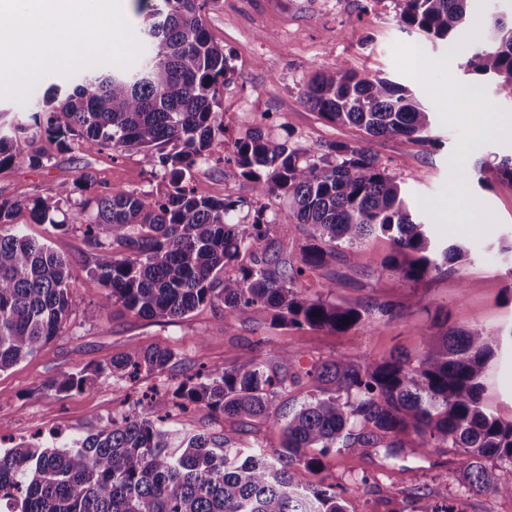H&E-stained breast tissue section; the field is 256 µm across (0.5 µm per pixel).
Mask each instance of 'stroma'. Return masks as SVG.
Returning a JSON list of instances; mask_svg holds the SVG:
<instances>
[{"instance_id":"stroma-1","label":"stroma","mask_w":512,"mask_h":512,"mask_svg":"<svg viewBox=\"0 0 512 512\" xmlns=\"http://www.w3.org/2000/svg\"><path fill=\"white\" fill-rule=\"evenodd\" d=\"M401 0H208L203 21L210 35L232 57L234 74L221 89L222 120L227 132L214 143L209 160L198 163L192 178L217 199L245 200L238 219L251 223L255 209L266 208L287 219L288 206L275 197L256 196L250 183L224 161L235 137L263 119L277 139L291 138L303 149L334 142L366 148L405 188L412 212L427 225L434 243H457L467 256L446 271L420 281H403L384 270L393 243L375 234L342 249L322 269L306 278L301 294L323 295L365 310V322L345 333L327 328L273 323L265 308L247 319L201 307L189 316L159 324L110 307L95 321L86 310L102 301L105 289L88 272L89 249L81 232L60 228L74 203L62 202L55 223H34L28 213L14 222L23 233L67 257L76 285L70 331L46 344L35 356L0 371V438L20 440L47 432L55 447L73 446L129 408L119 385L106 381L68 393L44 391L46 380L64 372L105 365L132 348L155 344L175 354L167 376L178 382L184 368L208 371L231 368L252 358L265 359L280 349L291 357L286 371L300 372L337 355L361 362L401 353L420 358L422 331L447 317L450 326L478 327L499 337V347L483 376L485 411L512 420V184L492 170L512 156V139L475 137L474 128L492 118L512 119V101L498 98L490 83L464 72L477 41L487 39L493 17L512 16V0H477L469 24L453 42H432L399 21ZM428 62L426 76L413 73L415 59ZM346 65L359 73L389 78L408 86L430 112L429 141L402 136L370 137L352 124L326 121L304 100L302 87L314 69ZM474 87L478 99L457 104L442 89ZM17 150L44 154L38 169H0V199L58 198L83 170H91L101 188L156 196L161 178L152 176L141 152L118 154L82 137L69 149L41 135L17 138ZM487 164L485 175L476 172ZM468 212L471 223L459 221ZM388 305L392 315L380 306ZM262 348H253L256 339ZM164 400L139 405L141 416L162 419L178 436L211 432L234 439L243 452L273 454L281 444L279 425L258 421L245 427L231 418H212L197 410L171 416ZM459 456L453 448L419 452L408 443L396 455L380 448L333 449L318 468L299 467L305 486H332L348 512H422L425 504L439 512H512V497L469 491L458 479Z\"/></svg>"}]
</instances>
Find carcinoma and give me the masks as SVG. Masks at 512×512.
<instances>
[{
  "label": "carcinoma",
  "instance_id": "1",
  "mask_svg": "<svg viewBox=\"0 0 512 512\" xmlns=\"http://www.w3.org/2000/svg\"><path fill=\"white\" fill-rule=\"evenodd\" d=\"M205 2L155 0L144 18V66L133 72L91 67L62 103L49 106L59 92L53 85L29 123L13 127V134H45L63 146L84 136L115 152L135 148L152 175L169 179V189L152 198L99 191L91 171L63 190L68 200L77 191L87 194L64 228L82 232L91 248L89 271L105 288L87 319L114 305L156 323L206 305H222L240 318L260 306L278 324L344 333L365 322L361 310L299 292L306 273L340 248L376 232L388 235L395 251L384 268L404 281L466 256L461 245L432 244L401 183L362 147L334 143L308 152L272 138L261 122L235 140L228 161L240 176L255 194L288 200V226L307 228L296 261L275 248L283 226L276 217L259 211L252 223L240 224L235 214L243 200H217L192 181L191 170L209 159L216 137L225 133L219 89L233 73L230 55L205 29ZM402 2V25L447 42L461 30L470 4ZM467 69L512 100V18L492 19L489 43ZM303 98L327 120L370 136L429 140L430 113L394 81L344 66L316 70ZM43 159L37 151L18 153L12 134L0 133V167L39 168ZM58 210L51 198L0 200V371L71 329L69 261L12 225L20 211L53 224ZM423 336L425 354L415 364L403 355L381 362L337 356L306 371L318 394L285 415L274 399L301 376L264 360L197 372L180 383L175 395L183 408L235 417L243 426L261 420L281 425V450L272 457L242 458L235 442L215 433L176 446L169 430L137 413L112 419L75 448L18 441L0 451V512H347L330 488L295 479L296 466L320 465L307 449L403 448L411 434L423 450L457 449L460 481L468 489L512 496V482H500L495 472L512 469V421L487 413L481 402L499 337L479 328H449L438 336L430 327ZM173 358L166 346L134 348L106 366L54 377L42 389L69 392L102 377L116 382L143 370L161 374Z\"/></svg>",
  "mask_w": 512,
  "mask_h": 512
}]
</instances>
